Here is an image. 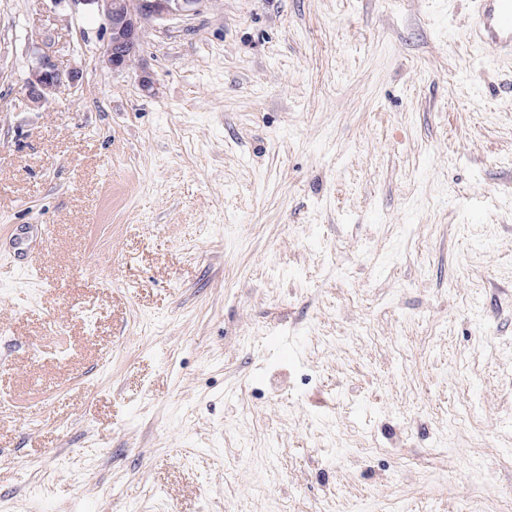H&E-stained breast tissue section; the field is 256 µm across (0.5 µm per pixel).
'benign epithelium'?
I'll return each instance as SVG.
<instances>
[{
    "mask_svg": "<svg viewBox=\"0 0 512 512\" xmlns=\"http://www.w3.org/2000/svg\"><path fill=\"white\" fill-rule=\"evenodd\" d=\"M93 7L102 21L105 40L101 49L103 64L112 70L125 67L124 59L140 53L145 24L162 21L185 12H196L207 0H71ZM35 63L29 69L24 86L25 98L32 104H43L62 88L79 85L80 71L63 70L53 55L34 43Z\"/></svg>",
    "mask_w": 512,
    "mask_h": 512,
    "instance_id": "7a95c632",
    "label": "benign epithelium"
}]
</instances>
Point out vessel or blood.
<instances>
[{"label": "vessel or blood", "instance_id": "b4317fda", "mask_svg": "<svg viewBox=\"0 0 512 512\" xmlns=\"http://www.w3.org/2000/svg\"><path fill=\"white\" fill-rule=\"evenodd\" d=\"M469 40L484 57L512 61V0H474Z\"/></svg>", "mask_w": 512, "mask_h": 512}]
</instances>
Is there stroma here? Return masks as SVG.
<instances>
[{"instance_id": "35a3bbf8", "label": "stroma", "mask_w": 512, "mask_h": 512, "mask_svg": "<svg viewBox=\"0 0 512 512\" xmlns=\"http://www.w3.org/2000/svg\"><path fill=\"white\" fill-rule=\"evenodd\" d=\"M471 10L209 0L113 71L89 9L0 0V512H512ZM40 36L83 81L34 105Z\"/></svg>"}]
</instances>
